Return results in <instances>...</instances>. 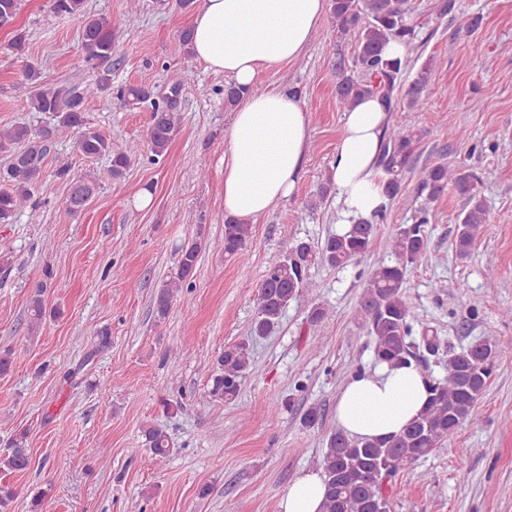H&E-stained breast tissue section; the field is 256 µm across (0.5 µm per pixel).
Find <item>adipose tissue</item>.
Segmentation results:
<instances>
[{
	"label": "adipose tissue",
	"mask_w": 512,
	"mask_h": 512,
	"mask_svg": "<svg viewBox=\"0 0 512 512\" xmlns=\"http://www.w3.org/2000/svg\"><path fill=\"white\" fill-rule=\"evenodd\" d=\"M330 0H201L190 23L191 56L224 74L247 93L226 134L224 214L252 222L293 195L310 140V118L298 88L254 94L258 74L298 58L317 33ZM389 112L367 97L343 114L330 181L345 222L371 218L387 205L378 160ZM428 379L416 365L385 364L351 375L336 400V423L350 438L399 433L419 415ZM319 471L298 475L281 497L279 512H321Z\"/></svg>",
	"instance_id": "1"
}]
</instances>
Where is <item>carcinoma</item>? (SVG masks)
Masks as SVG:
<instances>
[{"mask_svg": "<svg viewBox=\"0 0 512 512\" xmlns=\"http://www.w3.org/2000/svg\"><path fill=\"white\" fill-rule=\"evenodd\" d=\"M331 13L338 28L357 39L349 66L336 68V100L344 110L362 97L378 94L388 109L398 102L409 109L422 107L428 97L431 69L422 67L403 91L401 77L410 60L400 62L384 56L385 47L401 41L408 50L420 45V30L412 18L411 0H330ZM58 14L78 16L82 20L84 61L92 78L81 92H67L40 83V69L32 61L25 63L23 76L33 85L29 97L32 112L50 114L56 119L53 131L73 129L76 147L85 157L107 156L111 159L112 181L120 182L135 156L136 150L112 151L110 139L87 126L84 112L88 99L112 91V24L87 12L86 0H53ZM185 89L184 78H169L165 93H154L144 87L117 89L121 105L151 107L147 144L156 159L166 156L179 127L175 101ZM51 136L35 131L26 124L0 131V149L12 148L10 162L0 170V224H9L17 213L28 207L32 188L45 170V141ZM421 135L411 129L393 127L385 134L379 159L382 166V191L388 203L401 200L402 174L410 169ZM56 175L69 182L68 211L76 214L97 192L95 181L70 176L69 165L63 163ZM465 199L466 207L457 216L455 248L457 256L466 259L480 226L486 223L487 211L476 192V175L465 167L446 164L424 167L419 172V192L423 202L414 209V223L401 227L391 240L394 261L374 268L368 275L360 304V315L367 335L374 343L375 362L395 367L416 360L417 344L413 337L412 312L404 288L410 267L424 254L427 237L424 225L429 223L430 204L448 190ZM376 219H361L342 234L328 237L323 246L314 247L300 241L285 249L279 259L267 267L258 289L257 315L250 330L252 336H267L280 324L288 305L316 283L307 279L311 265L323 263L333 267L348 264L370 251L376 233ZM251 226L229 218L224 224V253L233 255L245 247ZM199 254L198 243L181 251L178 270L167 287L154 298L153 308L159 319L167 316L174 293L194 275ZM39 284L29 302L30 322H42L46 307ZM512 350V345L487 333L467 348L448 352V376L431 381L428 401L420 415L400 433L386 440H354L341 431L330 433L322 455L325 498L322 512H389V479L410 468L442 444L452 440L458 428L473 419L488 379L494 358ZM250 364L249 339H243L224 351L217 359V370L210 394L227 403L239 398ZM146 441L156 457L169 453L167 436L159 429L148 428ZM24 435L9 442L7 453L0 456V470L11 473L28 468L30 456Z\"/></svg>", "mask_w": 512, "mask_h": 512, "instance_id": "cac0c4a2", "label": "carcinoma"}]
</instances>
